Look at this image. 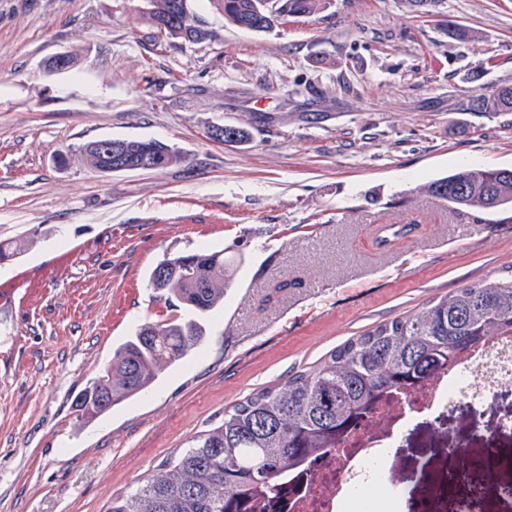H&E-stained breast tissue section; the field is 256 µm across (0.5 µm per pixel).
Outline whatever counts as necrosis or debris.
I'll list each match as a JSON object with an SVG mask.
<instances>
[{
  "label": "necrosis or debris",
  "mask_w": 512,
  "mask_h": 512,
  "mask_svg": "<svg viewBox=\"0 0 512 512\" xmlns=\"http://www.w3.org/2000/svg\"><path fill=\"white\" fill-rule=\"evenodd\" d=\"M512 391V331L459 352L455 364L416 387L382 397L336 447L290 472L285 507L260 503L257 512H400L405 498L383 470L414 420L467 404L489 406Z\"/></svg>",
  "instance_id": "necrosis-or-debris-1"
}]
</instances>
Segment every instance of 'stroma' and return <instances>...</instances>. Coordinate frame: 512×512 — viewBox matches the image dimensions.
Masks as SVG:
<instances>
[{
	"label": "stroma",
	"mask_w": 512,
	"mask_h": 512,
	"mask_svg": "<svg viewBox=\"0 0 512 512\" xmlns=\"http://www.w3.org/2000/svg\"><path fill=\"white\" fill-rule=\"evenodd\" d=\"M144 0H0V512H106L225 406L313 365L349 337L512 266V208L452 210L421 186L467 165L512 167V0H328L269 32L191 7L211 37L157 35ZM477 30L448 35L449 23ZM59 53L65 73L43 69ZM248 129L244 143L209 138ZM159 139L182 161L99 173L80 148ZM377 224H408L390 246ZM239 262L206 340L144 396L85 420L75 397L140 325L173 315L149 286L163 257ZM291 288L276 291L282 280ZM512 395L473 418L417 421L386 470L409 512H456L439 427L497 429ZM479 112H512V85H495L489 94L473 100Z\"/></svg>",
	"instance_id": "1"
}]
</instances>
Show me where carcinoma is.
Segmentation results:
<instances>
[{
  "mask_svg": "<svg viewBox=\"0 0 512 512\" xmlns=\"http://www.w3.org/2000/svg\"><path fill=\"white\" fill-rule=\"evenodd\" d=\"M175 2L148 0L150 24L190 44L205 42L209 33L196 15L174 20ZM209 2L238 28L271 29L268 18L256 11L258 0ZM274 2L283 20L312 15L326 0ZM473 108L512 112V85L494 86L473 100ZM121 152L127 162L148 159L155 170L182 161L172 146L155 139H124ZM81 154L92 170L110 171L109 149L88 142ZM423 191L458 210L511 206L512 168L468 167L428 183ZM235 270V260L226 259L222 250L159 261L150 273L151 288L170 306L188 309L192 317L141 325L77 397L81 416L94 419L112 411L190 357L205 341V319L224 307ZM505 330H512V274L432 299L419 311L349 338L316 365L225 408L219 424L198 432L137 489L112 497L107 512H255L257 498H278L284 474L323 449L336 447L385 394L413 388L452 364L459 351Z\"/></svg>",
  "mask_w": 512,
  "mask_h": 512,
  "instance_id": "1",
  "label": "carcinoma"
}]
</instances>
